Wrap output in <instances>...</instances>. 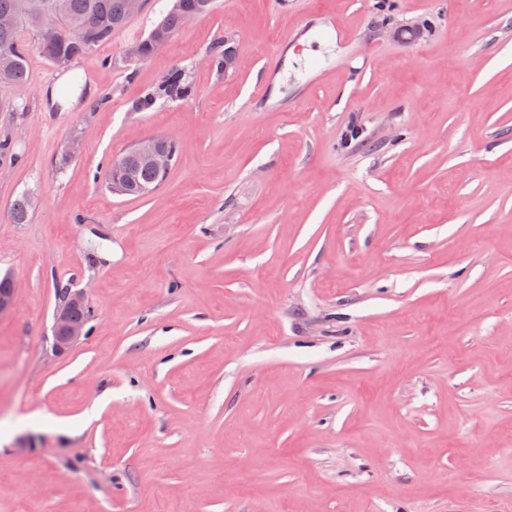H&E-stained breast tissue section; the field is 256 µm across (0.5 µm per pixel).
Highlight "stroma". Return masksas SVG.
<instances>
[{
  "mask_svg": "<svg viewBox=\"0 0 512 512\" xmlns=\"http://www.w3.org/2000/svg\"><path fill=\"white\" fill-rule=\"evenodd\" d=\"M171 2L5 94L0 512H512V0H215L130 63ZM310 12L352 40L287 42ZM155 136L165 181L107 190ZM228 45H225V44ZM229 40L224 39L223 45L215 47V49L212 52L213 57L215 58V62L213 58H210L209 56L206 59V62L211 67H216L217 70L224 71V74L228 73L230 70L234 69L236 67L237 63V51L236 48L233 46H229ZM228 47V49H227ZM226 50V54L224 55V51ZM171 71L173 72V78L168 86L164 88L159 87L155 92L146 94L135 101L131 105V108L139 112H145L154 105L158 96H164L167 98H187L191 96L193 93V86L187 80L186 75H182L181 69L178 68H173ZM155 139H144L138 142L134 147L139 158L155 170L139 164L129 150L122 157L111 161L109 164L105 178L106 188L112 191L113 179L117 187L123 185V183L120 184L118 180V172L121 169V164H115L112 170V165L115 161L123 163L124 168L128 171L130 176L128 190L132 193L126 194V196H143L160 186L166 179L171 166V157L166 152L173 155L174 165L179 154V145L176 140L166 139L165 136L156 137ZM157 145L164 151L160 150ZM167 170L169 171L159 172ZM116 186H113V189L118 190ZM62 299V301L60 300ZM86 291L83 288H67L62 296L59 297L53 324V347L57 352H63L74 345L81 336L85 335V326L90 318V311L87 307ZM79 307V308H75ZM74 320L69 317V311ZM85 322V323H84Z\"/></svg>",
  "mask_w": 512,
  "mask_h": 512,
  "instance_id": "obj_1",
  "label": "stroma"
}]
</instances>
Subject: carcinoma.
Segmentation results:
<instances>
[{
	"mask_svg": "<svg viewBox=\"0 0 512 512\" xmlns=\"http://www.w3.org/2000/svg\"><path fill=\"white\" fill-rule=\"evenodd\" d=\"M20 0H0V16L15 15L17 21L10 27H0V91L23 86L28 80L27 55L29 45L24 32L36 36L35 46L50 63L58 58L76 59L92 48L112 40V35L129 21L127 0H63L64 11L56 25L46 27L43 18L55 0H27V7L19 11ZM214 0H174L171 9L140 41V57L152 58L192 18L211 11ZM168 86L148 93L135 101L131 108L145 112L159 96L187 98L193 86L178 68L172 69ZM128 171V190L135 197L143 196L160 186L167 173L139 164L127 152L117 159Z\"/></svg>",
	"mask_w": 512,
	"mask_h": 512,
	"instance_id": "cac0c4a2",
	"label": "carcinoma"
}]
</instances>
